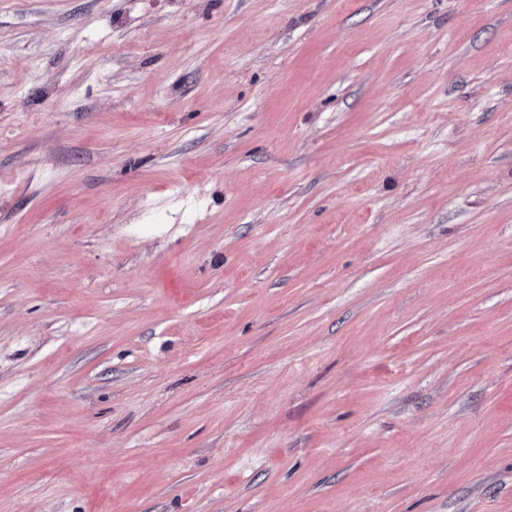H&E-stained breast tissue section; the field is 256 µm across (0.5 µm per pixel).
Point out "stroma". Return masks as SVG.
Wrapping results in <instances>:
<instances>
[{
	"label": "stroma",
	"mask_w": 512,
	"mask_h": 512,
	"mask_svg": "<svg viewBox=\"0 0 512 512\" xmlns=\"http://www.w3.org/2000/svg\"><path fill=\"white\" fill-rule=\"evenodd\" d=\"M0 512H512V0H0Z\"/></svg>",
	"instance_id": "stroma-1"
}]
</instances>
